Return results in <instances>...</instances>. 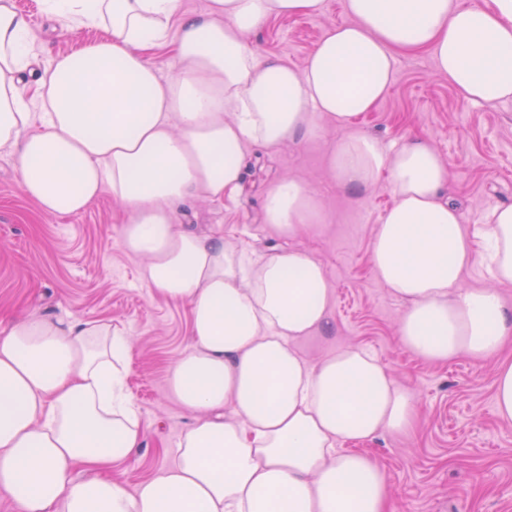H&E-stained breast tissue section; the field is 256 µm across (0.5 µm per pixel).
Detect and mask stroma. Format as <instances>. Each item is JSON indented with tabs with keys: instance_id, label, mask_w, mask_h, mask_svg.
I'll return each instance as SVG.
<instances>
[{
	"instance_id": "1",
	"label": "stroma",
	"mask_w": 512,
	"mask_h": 512,
	"mask_svg": "<svg viewBox=\"0 0 512 512\" xmlns=\"http://www.w3.org/2000/svg\"><path fill=\"white\" fill-rule=\"evenodd\" d=\"M15 3L38 38L39 52L21 82L25 97L34 101L49 58L94 43L104 32L66 33L42 0ZM350 20L345 0H325L323 12L312 18L270 17L251 40L262 57L300 69L328 28ZM322 126L314 138L248 148L241 190L221 200L202 196L185 203L176 221L202 232L223 225L225 244L257 255L293 247L322 262L332 288L334 330L300 339L298 351L315 363L339 348H367L416 407L410 428L363 445L386 474L390 512H512V424L498 421L494 405L498 358L432 363L401 345L397 328L405 304L375 278L369 253L394 203L391 186L380 180L359 201L350 200L326 170L339 131L327 120ZM359 127L388 148L430 140L448 169V199L467 227L487 223L494 207L512 204V101L465 100L437 72L429 50L396 53L390 91ZM282 180L316 190L326 223L295 237L271 233L263 222L265 194ZM123 223L108 194L75 215L41 212L23 194L14 160L0 154V329L17 314L34 313L108 319L133 336L126 389L141 412L143 444L112 466L113 479L133 490L178 462L176 444L191 417L170 393L167 372L193 342L187 305L145 287L144 258L120 244Z\"/></svg>"
}]
</instances>
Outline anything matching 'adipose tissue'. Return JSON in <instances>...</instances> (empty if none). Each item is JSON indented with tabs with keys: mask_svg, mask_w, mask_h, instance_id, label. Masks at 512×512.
I'll return each instance as SVG.
<instances>
[{
	"mask_svg": "<svg viewBox=\"0 0 512 512\" xmlns=\"http://www.w3.org/2000/svg\"><path fill=\"white\" fill-rule=\"evenodd\" d=\"M44 5L66 32L108 36L46 63L35 112L20 76L37 38L0 0V153L46 213H80L105 193L122 207L121 245L147 258L144 283L189 307L193 349L168 386L193 421L177 465L128 489L111 470L143 442L125 391L130 337L107 320L18 317L0 330V497L18 512H389L385 473L356 445L409 427L414 405L366 349L315 364L295 349L332 328L322 263L298 248L254 258L174 216L189 199L236 191L246 148L317 135L329 119L341 131L334 184L358 197L384 175L396 196L370 261L405 303L402 345L429 362L498 356L512 339L498 293L512 284V205L468 231L428 140L387 150L356 121L388 93L399 50H430L468 101L512 100V0H346L352 23L329 28L300 70L259 58L248 36L272 16L319 15L323 0H210L202 17L180 14L179 0ZM169 42L174 66L146 59ZM264 219L292 236L323 214L284 180ZM478 260L486 285L463 288Z\"/></svg>",
	"mask_w": 512,
	"mask_h": 512,
	"instance_id": "1",
	"label": "adipose tissue"
}]
</instances>
